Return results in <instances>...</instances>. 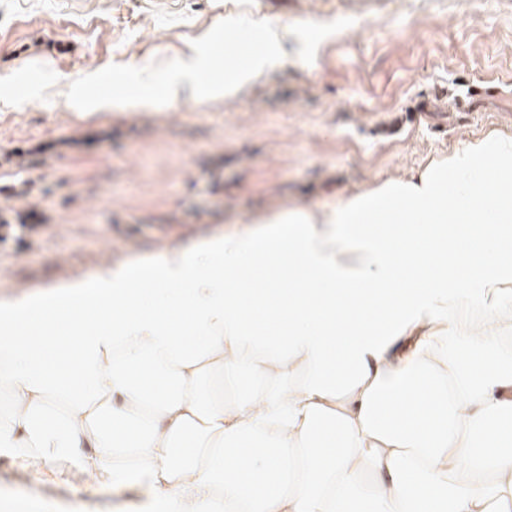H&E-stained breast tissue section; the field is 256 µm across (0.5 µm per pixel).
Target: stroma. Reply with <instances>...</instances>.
Returning a JSON list of instances; mask_svg holds the SVG:
<instances>
[{"mask_svg":"<svg viewBox=\"0 0 512 512\" xmlns=\"http://www.w3.org/2000/svg\"><path fill=\"white\" fill-rule=\"evenodd\" d=\"M263 16L287 26L285 56L237 96L98 112L63 97L89 76L112 95ZM459 77L504 89L381 133ZM495 128L512 130V0H0V300L259 212L332 207ZM43 498L1 453L0 512H88L80 478Z\"/></svg>","mask_w":512,"mask_h":512,"instance_id":"stroma-1","label":"stroma"}]
</instances>
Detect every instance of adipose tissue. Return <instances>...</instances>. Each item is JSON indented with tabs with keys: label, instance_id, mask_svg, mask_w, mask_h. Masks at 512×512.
Here are the masks:
<instances>
[{
	"label": "adipose tissue",
	"instance_id": "1",
	"mask_svg": "<svg viewBox=\"0 0 512 512\" xmlns=\"http://www.w3.org/2000/svg\"><path fill=\"white\" fill-rule=\"evenodd\" d=\"M287 36L92 105L237 94ZM0 450L164 512H512V133L0 302Z\"/></svg>",
	"mask_w": 512,
	"mask_h": 512
}]
</instances>
